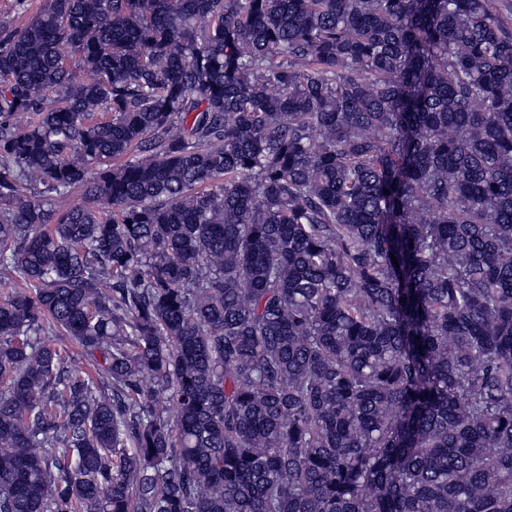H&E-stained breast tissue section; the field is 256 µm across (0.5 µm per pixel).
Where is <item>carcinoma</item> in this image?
Returning <instances> with one entry per match:
<instances>
[{
  "instance_id": "cac0c4a2",
  "label": "carcinoma",
  "mask_w": 512,
  "mask_h": 512,
  "mask_svg": "<svg viewBox=\"0 0 512 512\" xmlns=\"http://www.w3.org/2000/svg\"><path fill=\"white\" fill-rule=\"evenodd\" d=\"M0 81V512H512L498 0H45Z\"/></svg>"
}]
</instances>
